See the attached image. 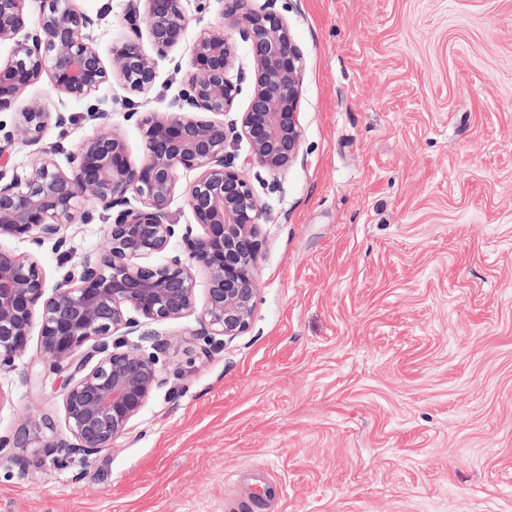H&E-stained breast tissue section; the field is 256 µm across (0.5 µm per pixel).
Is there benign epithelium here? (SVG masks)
I'll use <instances>...</instances> for the list:
<instances>
[{
	"mask_svg": "<svg viewBox=\"0 0 512 512\" xmlns=\"http://www.w3.org/2000/svg\"><path fill=\"white\" fill-rule=\"evenodd\" d=\"M184 0H128V34L112 47L107 71L91 46L93 19L69 0H0V42H13L11 57L0 66V112L12 109L43 71L52 72L53 89L76 99L97 91L110 77L141 92L155 78L153 59L144 51L140 23L161 52L174 47L187 25ZM224 18L252 55L249 69L237 62L224 29L213 28L194 44L190 71L165 113L139 119L145 159L132 162L122 136L103 132L75 150L56 142L39 150L26 171L7 173L16 140L37 143L49 124L63 128L68 118L33 100L11 124L0 120V237L47 240L56 249L67 243V230L87 224L91 202L107 212L106 245L95 258L85 256L45 295V280L29 254L0 249V370L13 367L26 349L34 325L40 347L58 370L72 373L64 395L67 433L42 440V421L26 416L14 436H0V449H43L48 455L89 457L114 447L150 395L163 384L157 365L169 340L156 331L140 341L112 339L140 322L178 320L195 314L194 269H203L208 288L197 327L202 353L224 345L248 327L257 296L256 224L262 206L244 171L276 172L297 161L301 147L298 107L302 95V54L275 0L261 11L248 0H226ZM39 4L37 25L27 30L31 4ZM250 88L239 120L220 117L235 110L243 85ZM215 115L202 119L196 113ZM246 139L248 154L239 158L236 143ZM66 155L68 170L54 156ZM182 170L199 171L186 189L187 203L203 229L185 225L177 234L168 206ZM135 192L141 207L128 206ZM181 236L184 252L142 266L134 260L164 253ZM81 358L75 351L87 341ZM150 346H144V343ZM93 367H88L89 362Z\"/></svg>",
	"mask_w": 512,
	"mask_h": 512,
	"instance_id": "obj_1",
	"label": "benign epithelium"
}]
</instances>
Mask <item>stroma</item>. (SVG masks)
<instances>
[{
    "label": "stroma",
    "mask_w": 512,
    "mask_h": 512,
    "mask_svg": "<svg viewBox=\"0 0 512 512\" xmlns=\"http://www.w3.org/2000/svg\"><path fill=\"white\" fill-rule=\"evenodd\" d=\"M110 63L127 0H72ZM182 41L158 52L141 92L112 79L90 101L50 74L24 92L69 115L39 144L67 149L167 111L193 45L224 22L222 0H185ZM303 54L301 152L251 184L258 294L248 329L210 355L195 317L155 324L171 341L162 386L114 448L89 458L0 451V512H224L258 476L283 486L272 512H512V0H276ZM100 208L67 231L73 259L96 255ZM54 286L53 242L4 236ZM66 373L31 334L0 372V435L22 417L65 432Z\"/></svg>",
    "instance_id": "stroma-1"
}]
</instances>
